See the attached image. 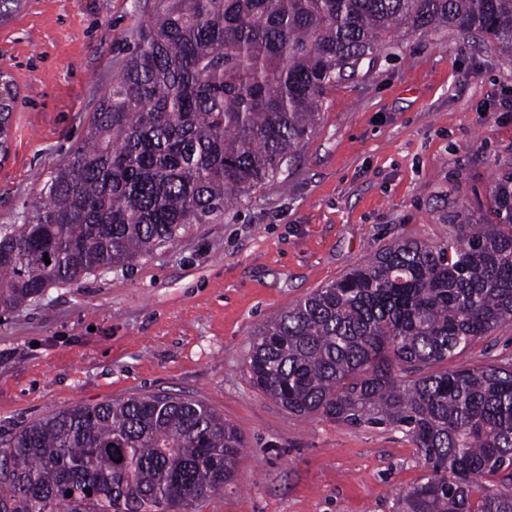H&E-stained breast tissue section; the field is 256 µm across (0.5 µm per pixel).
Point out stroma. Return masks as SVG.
<instances>
[{
    "label": "stroma",
    "instance_id": "obj_1",
    "mask_svg": "<svg viewBox=\"0 0 512 512\" xmlns=\"http://www.w3.org/2000/svg\"><path fill=\"white\" fill-rule=\"evenodd\" d=\"M134 0H24L0 25L14 82L0 229L81 141L133 48ZM512 162V56L462 32L404 33L324 95L298 156L223 224L129 268L0 312V439L53 411L167 392L206 402L244 443L192 512H393L423 460L392 427L294 416L253 386L257 330L399 239L443 245L490 208ZM512 359V325L449 361Z\"/></svg>",
    "mask_w": 512,
    "mask_h": 512
}]
</instances>
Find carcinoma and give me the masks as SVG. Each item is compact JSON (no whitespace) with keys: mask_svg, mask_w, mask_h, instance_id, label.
<instances>
[{"mask_svg":"<svg viewBox=\"0 0 512 512\" xmlns=\"http://www.w3.org/2000/svg\"><path fill=\"white\" fill-rule=\"evenodd\" d=\"M401 29L512 55V0H157L81 144L0 234V311L223 223ZM15 98L4 83L0 136ZM489 195L452 242H391L267 322L247 358L290 414L412 438L429 475L396 512H512V363L427 372L512 323V166ZM0 445V512H186L233 478L243 440L157 393L61 409Z\"/></svg>","mask_w":512,"mask_h":512,"instance_id":"1","label":"carcinoma"}]
</instances>
